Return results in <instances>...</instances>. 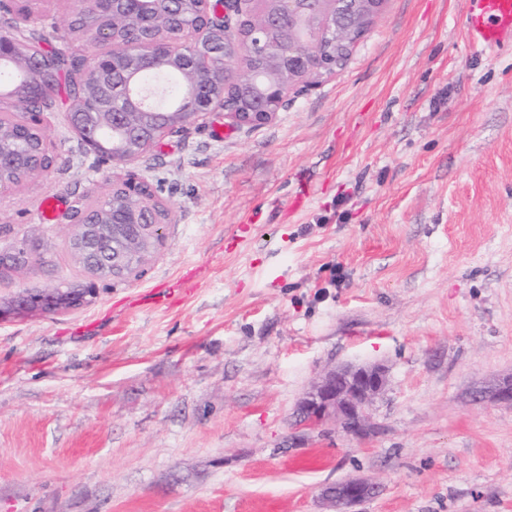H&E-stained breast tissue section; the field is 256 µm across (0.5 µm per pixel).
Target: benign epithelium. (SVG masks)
Segmentation results:
<instances>
[{
  "label": "benign epithelium",
  "instance_id": "7a95c632",
  "mask_svg": "<svg viewBox=\"0 0 512 512\" xmlns=\"http://www.w3.org/2000/svg\"><path fill=\"white\" fill-rule=\"evenodd\" d=\"M183 0H168L171 31L163 42L155 43L156 52L166 56L169 64L178 66L179 60L170 50L174 42L188 40L179 24L180 12L176 5ZM253 0H224V22L207 17L193 33V40L205 49H219L224 57L235 60L245 49H258V67L239 71L224 70V91L208 99L204 112L224 111V118L236 127H258L270 122L288 99V93L310 86L315 80L331 75L340 61L312 60L309 44L294 34L288 37V46L274 40L280 20L286 16L300 24L307 19L306 10L312 0H263L268 8L262 13L248 34L239 32L240 7ZM328 24V36L337 46L350 41V33L374 19L382 10L384 0H317ZM21 65V73L50 65L47 57L32 55L18 57L14 44L0 41V64ZM113 88L124 89V108L102 112H71V125L84 142L94 148L100 145L98 131L117 128L124 137L120 149L113 153L116 163L131 162L140 157L158 139V131L146 123L151 105L141 87L132 83V77L112 75ZM143 185L128 180L112 181V207L129 205L142 209ZM164 220L148 218L137 222L138 232L129 237L123 226L114 224L105 210L97 211L90 224H76L68 239H81L77 250L86 273L94 280L125 282L141 276L147 267L144 260L159 254L164 245V226L171 222L172 213L166 211ZM112 236V257L103 258L95 249V242ZM38 262L25 248L0 252V269L17 271ZM91 289L64 288L60 285L37 295H26L19 306L31 311L65 312L85 302ZM387 377L380 365H346L334 368L319 378L304 394L299 404L300 422L308 426L334 425L353 438H361L369 429L368 411L374 400L385 390ZM377 491L376 484L363 479H347L326 487L321 499L329 512H352V507Z\"/></svg>",
  "mask_w": 512,
  "mask_h": 512
}]
</instances>
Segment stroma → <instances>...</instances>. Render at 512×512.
I'll list each match as a JSON object with an SVG mask.
<instances>
[{"label": "stroma", "instance_id": "obj_1", "mask_svg": "<svg viewBox=\"0 0 512 512\" xmlns=\"http://www.w3.org/2000/svg\"><path fill=\"white\" fill-rule=\"evenodd\" d=\"M465 0H385L343 67L269 123L213 112L127 164L42 113L53 165L0 196V512H512V47L474 50ZM173 212L147 272L90 284L71 207L115 180ZM311 198L288 205L299 185ZM58 204L40 219L47 197ZM380 364L361 438L309 430L320 375ZM40 261L32 252L25 248H18L14 252H0V269L8 268L9 271L31 266ZM91 289L62 288L61 285H57L37 295L23 296L19 306L31 311L65 312L85 302L86 296L92 292ZM376 491V484L352 478L324 488L321 499L330 509L327 512H353L350 509L354 505L372 497Z\"/></svg>", "mask_w": 512, "mask_h": 512}]
</instances>
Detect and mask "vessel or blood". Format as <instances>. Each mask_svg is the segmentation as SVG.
<instances>
[{
    "instance_id": "vessel-or-blood-1",
    "label": "vessel or blood",
    "mask_w": 512,
    "mask_h": 512,
    "mask_svg": "<svg viewBox=\"0 0 512 512\" xmlns=\"http://www.w3.org/2000/svg\"><path fill=\"white\" fill-rule=\"evenodd\" d=\"M466 34L486 48L512 42V0H467Z\"/></svg>"
}]
</instances>
